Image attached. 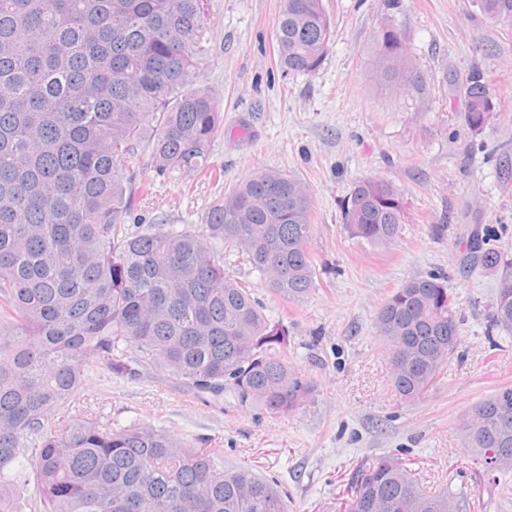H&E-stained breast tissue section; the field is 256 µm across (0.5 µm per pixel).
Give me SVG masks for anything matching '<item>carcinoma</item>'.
I'll return each mask as SVG.
<instances>
[{
	"label": "carcinoma",
	"instance_id": "cac0c4a2",
	"mask_svg": "<svg viewBox=\"0 0 512 512\" xmlns=\"http://www.w3.org/2000/svg\"><path fill=\"white\" fill-rule=\"evenodd\" d=\"M479 6L512 21V0ZM208 13V0H0V512H18L20 485L40 512H288L275 477L162 426L103 422L80 395L94 368L138 379L152 367L204 401L279 416L315 391L275 350L282 328L215 249L267 276L276 297L304 299L318 272L305 182L268 169L225 192L204 224H126L156 178L224 176L209 165L219 103L193 84ZM332 36L322 0H284L276 41L288 70L315 72ZM378 41L377 79L411 85L394 29ZM465 101L467 126L482 130L489 81L471 77ZM344 215L375 247L402 231L386 179L359 181ZM467 254L499 274L490 332L511 334L512 259L477 232ZM375 326L406 401L434 387L460 345L454 297L436 275L394 290ZM504 401L512 387L458 422L476 463L502 476L512 472ZM351 491L345 512H462L466 498L426 490L394 456L358 469Z\"/></svg>",
	"mask_w": 512,
	"mask_h": 512
}]
</instances>
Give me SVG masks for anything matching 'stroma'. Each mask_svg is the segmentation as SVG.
Segmentation results:
<instances>
[{"mask_svg": "<svg viewBox=\"0 0 512 512\" xmlns=\"http://www.w3.org/2000/svg\"><path fill=\"white\" fill-rule=\"evenodd\" d=\"M333 40L318 70L281 65L276 32L283 0H209L210 51L196 72L224 116L209 162L224 179H156L133 224H201L232 185L272 168L308 183L312 249L325 270L303 301H279L268 279L244 264L227 275L251 283L269 322L285 328L294 366L316 383L288 416L194 400L163 370L137 380L90 371L84 394L102 417L140 420L210 438L226 461L276 477L290 512H338L359 466L392 454L428 490L464 487L463 512H512V499L462 448L459 418L499 387L512 386V338L491 341L498 275L464 265L473 230L492 233L512 257V189L497 149L512 147V21L491 22L477 0H323ZM399 31L415 82L378 84V32ZM482 73L495 108L480 131L466 126L464 85ZM393 182L403 230L383 248L352 238L343 204L366 178ZM439 273L462 318L461 342L438 384L416 401L396 395L388 352L374 326L391 292Z\"/></svg>", "mask_w": 512, "mask_h": 512, "instance_id": "1", "label": "stroma"}]
</instances>
